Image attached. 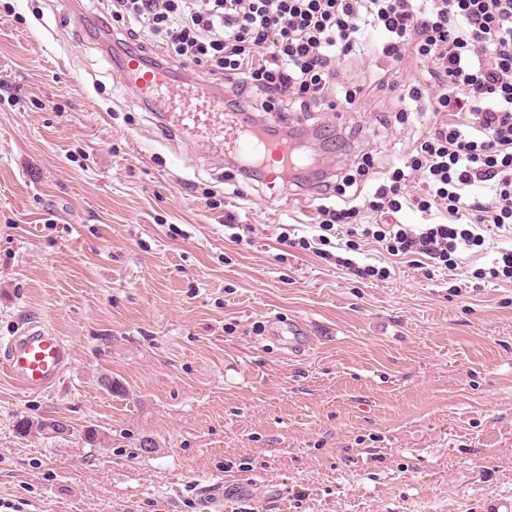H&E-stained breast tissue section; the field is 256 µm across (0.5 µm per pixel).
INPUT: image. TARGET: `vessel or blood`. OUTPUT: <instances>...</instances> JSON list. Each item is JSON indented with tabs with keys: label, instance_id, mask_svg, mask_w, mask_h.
Returning <instances> with one entry per match:
<instances>
[{
	"label": "vessel or blood",
	"instance_id": "1",
	"mask_svg": "<svg viewBox=\"0 0 512 512\" xmlns=\"http://www.w3.org/2000/svg\"><path fill=\"white\" fill-rule=\"evenodd\" d=\"M119 71L123 86L159 110L166 127L205 130L223 142L225 150L244 166L261 169L268 184L286 180L289 172L303 161L288 141L225 119L224 99L214 94L211 83L180 86L166 66L146 63L134 51L121 56ZM288 334L289 353L301 355L309 351L313 338L304 319L289 320ZM71 356V348L61 336L32 322L20 334L0 344V372L22 390L39 393L61 379Z\"/></svg>",
	"mask_w": 512,
	"mask_h": 512
}]
</instances>
